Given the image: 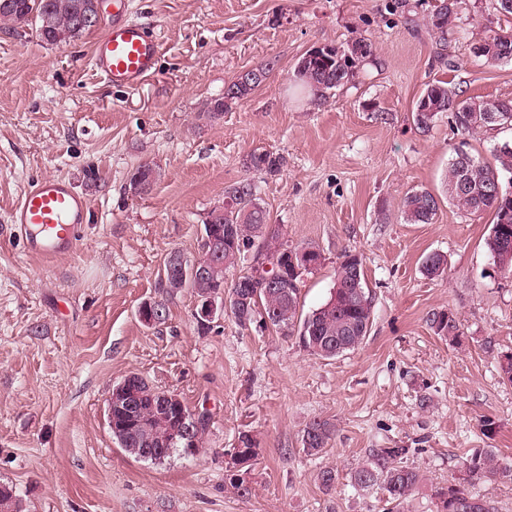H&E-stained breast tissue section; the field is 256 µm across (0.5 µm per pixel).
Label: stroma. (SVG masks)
Returning <instances> with one entry per match:
<instances>
[{"label":"stroma","mask_w":512,"mask_h":512,"mask_svg":"<svg viewBox=\"0 0 512 512\" xmlns=\"http://www.w3.org/2000/svg\"><path fill=\"white\" fill-rule=\"evenodd\" d=\"M439 0H129V17L161 43L155 73L113 87L90 64L91 33L50 45L35 25L0 21V483L30 512H384L381 491L351 481L373 448H404L425 484L406 512H436L433 486L463 481L464 460L493 451L512 463V386L499 358L512 350V276L484 247L491 219L445 203L455 150L491 159L512 129L479 133L444 114L429 129L412 112L429 84L464 96L512 99V62L478 57L475 22L493 0H464L457 32L438 50L425 19ZM371 33L375 56L357 82L323 105L294 86L313 47ZM266 80L215 121L207 100L243 71ZM283 157L274 175L250 154ZM158 178L128 191L142 164ZM67 179L89 209L74 254L48 264L10 228V211L36 179ZM256 187L272 230L290 246H317L300 311L324 303L344 252L362 256L374 298L364 343L331 359L254 317L224 316L207 330L194 299L170 301L165 321L138 308L156 295L168 251L196 256L203 220L225 187ZM424 187L442 203L433 223H405L399 203ZM445 255L431 280L424 257ZM453 313L457 342L433 314ZM139 374L207 413L199 455L161 463L127 454L106 422L113 385ZM335 431L318 455L306 426ZM258 456L245 492L226 479L241 435ZM338 479L323 489L320 471ZM331 424L326 420H314L303 432L302 450L309 456L321 453L331 440L333 433Z\"/></svg>","instance_id":"35a3bbf8"}]
</instances>
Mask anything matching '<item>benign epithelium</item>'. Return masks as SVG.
<instances>
[{"mask_svg":"<svg viewBox=\"0 0 512 512\" xmlns=\"http://www.w3.org/2000/svg\"><path fill=\"white\" fill-rule=\"evenodd\" d=\"M104 0H93L91 10L79 14L76 25L80 28H95L102 16ZM262 253L267 260L255 266L251 276L253 283L273 288L277 285V277L281 275L278 264V251L275 245L266 242L262 245ZM288 264L295 272L300 273L314 266L311 254L304 249H294L288 253ZM210 273V260L207 251L189 258L178 251L166 256L162 267L161 279L180 290L193 293V317L197 325L208 327L224 316V294L220 291L205 293L200 296L196 291L207 280ZM138 375L131 374L120 381L109 392L106 398L109 430L113 431L118 444L127 453L137 459H160L146 453L145 448L154 444V436L158 426H166L167 433L162 445L166 448H184V453L196 455L200 449L193 438V418L183 413L178 402L180 398L174 393H167L160 408L146 411L142 408V394L139 391Z\"/></svg>","mask_w":512,"mask_h":512,"instance_id":"7a95c632","label":"benign epithelium"}]
</instances>
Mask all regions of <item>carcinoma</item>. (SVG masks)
Returning <instances> with one entry per match:
<instances>
[{"label": "carcinoma", "mask_w": 512, "mask_h": 512, "mask_svg": "<svg viewBox=\"0 0 512 512\" xmlns=\"http://www.w3.org/2000/svg\"><path fill=\"white\" fill-rule=\"evenodd\" d=\"M92 0H9L8 7L0 9V20L13 24L26 16L36 26L48 24L40 31L41 38L56 45L82 36L75 32L74 18L80 10L90 9ZM495 10L504 17V22L487 19L477 22L482 28L476 50L491 64L512 62V7L504 6L505 0H494ZM461 0H440V4L426 18V26L435 35L436 43L445 45L448 35L454 33ZM374 54L372 36L357 33L340 47L327 46L321 57L301 58L296 66V82L309 89L316 104L327 102L329 92L353 82L359 67ZM255 79L244 83L230 82L228 88H236L233 102L248 96L266 78L263 70H253ZM494 108L497 119H489L488 108ZM229 108L224 99H212L205 104L201 116L207 120L217 119ZM445 112L454 115L456 124L471 131H482L496 127H512V99L463 98L460 92L445 81L430 84L417 99L413 116L418 127L426 129L434 119ZM468 155L458 150L448 162L445 187L448 203L470 215L492 214L489 234L485 239L486 249L495 267L502 273L512 274V190L505 188L504 176L512 180V143L496 148L492 160L471 158L472 164L465 167L459 157ZM249 165L268 174L280 171V156L265 151L253 153ZM224 198L233 202L224 215L214 220L224 229V247L214 256L216 270L209 276L203 288L210 291L224 288V270L245 259V253L255 243L269 237L279 240L269 231L268 213L258 202L254 186L239 182L224 189ZM440 208L439 199L425 188L410 189L401 200V210L409 224H430ZM363 266L360 255L346 252L336 271L333 291L328 300L317 309L302 316L299 308V283L301 275L288 270V287L253 288L245 291L239 282L248 279L244 272L230 285L229 307L231 315L240 325L253 320L257 312L270 319V324L298 337L300 344L311 354L334 358L360 347L372 326L373 295L368 288L365 273H360L361 294L353 296L355 280L351 273ZM447 260L442 254L427 255L421 266L428 278L445 273ZM239 296L249 298L247 305L237 300ZM437 332L453 341L459 335V322L451 313L440 312L432 317ZM333 430L326 420L311 422L303 432L302 450L309 456L321 453L331 440ZM243 447L233 453V466L248 467L257 456V448L246 435L241 437ZM406 448H375L366 463L351 472L353 485L362 491L379 487L384 491L386 512H402L409 496L424 483L417 469L405 464ZM467 480L501 481L512 484V464L502 465L493 452L474 454L465 463ZM433 495L439 502L440 512L452 507L457 512H498L496 502L490 498L470 495L460 483L436 486Z\"/></svg>", "instance_id": "obj_1"}]
</instances>
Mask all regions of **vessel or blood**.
<instances>
[{
  "label": "vessel or blood",
  "mask_w": 512,
  "mask_h": 512,
  "mask_svg": "<svg viewBox=\"0 0 512 512\" xmlns=\"http://www.w3.org/2000/svg\"><path fill=\"white\" fill-rule=\"evenodd\" d=\"M112 22L91 50V65L112 86L134 88L151 76L161 44L141 24L128 18L127 0H112ZM88 204L61 177H44L27 188L10 215L28 252L52 260L77 247Z\"/></svg>",
  "instance_id": "b4317fda"
}]
</instances>
